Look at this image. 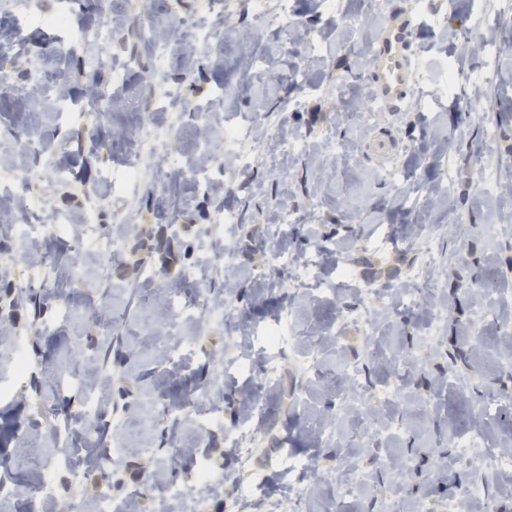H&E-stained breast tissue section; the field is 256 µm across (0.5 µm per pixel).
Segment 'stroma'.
Wrapping results in <instances>:
<instances>
[{
  "label": "stroma",
  "mask_w": 512,
  "mask_h": 512,
  "mask_svg": "<svg viewBox=\"0 0 512 512\" xmlns=\"http://www.w3.org/2000/svg\"><path fill=\"white\" fill-rule=\"evenodd\" d=\"M31 2L68 23L29 22L19 0H0V39L13 46L0 55L13 76L0 93V170H26L33 196L0 224V328L12 336L0 345V512H95L104 491L115 512H187L183 494L204 464L221 477L206 512H230L234 499L239 512H284L290 498L301 512H389L422 499L512 512V477L487 476L481 454L512 447V405L476 415L512 395V368L488 364L512 338L491 320L471 333L473 284L493 282L512 300V196L483 193L477 174L487 161L495 183L512 177V0H454L437 24L412 0H339L335 12L318 0H269L293 24L285 45L249 0H223L229 33L207 50L185 25L199 0H141L137 12L128 0L97 10ZM406 13L424 77L401 111H363L366 60L389 17ZM463 27L489 38L496 73L491 85L465 86L473 108L449 95L440 65L450 53L463 69L477 62L451 37ZM141 28L171 37L150 50ZM74 29L89 34L87 49L65 51ZM36 68L56 75L54 92L30 83ZM174 122L177 139L141 151L147 129ZM231 124L248 134L228 145ZM298 137L306 152L288 153ZM213 147L222 167L201 162ZM135 162L140 182L111 183ZM91 198L92 229L83 222ZM220 212L235 222L215 224ZM17 224L59 231L25 247ZM421 224L433 247L431 299L410 305L400 294L412 285L410 237ZM90 232L96 245L75 253L72 242ZM276 249L281 260L269 264ZM46 250L51 266L33 263ZM368 287L391 303L369 304ZM290 311L289 343L268 346ZM18 344L23 377L9 364ZM312 352L315 368H302ZM394 352L418 368L398 378ZM271 360L279 373L269 384ZM345 362L361 367L358 381L337 378ZM398 383L404 400L368 421L360 388ZM89 399L91 426L75 424ZM250 400L262 413L247 423ZM336 416L335 437L317 434ZM475 432L480 453L456 464L455 436ZM120 441L128 452L117 457ZM60 447L75 462L42 495L39 463ZM87 455L114 459L94 485L77 464ZM347 456L366 475L349 491L334 479ZM159 458L170 461L161 471ZM482 477L485 496L468 498ZM246 482L254 489L239 497Z\"/></svg>",
  "instance_id": "obj_1"
}]
</instances>
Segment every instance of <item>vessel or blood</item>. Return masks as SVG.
<instances>
[{
	"instance_id": "b4317fda",
	"label": "vessel or blood",
	"mask_w": 512,
	"mask_h": 512,
	"mask_svg": "<svg viewBox=\"0 0 512 512\" xmlns=\"http://www.w3.org/2000/svg\"><path fill=\"white\" fill-rule=\"evenodd\" d=\"M410 38V21L405 18L387 25L374 48L377 65L372 92L390 112L398 109L417 83L421 63L410 49Z\"/></svg>"
}]
</instances>
